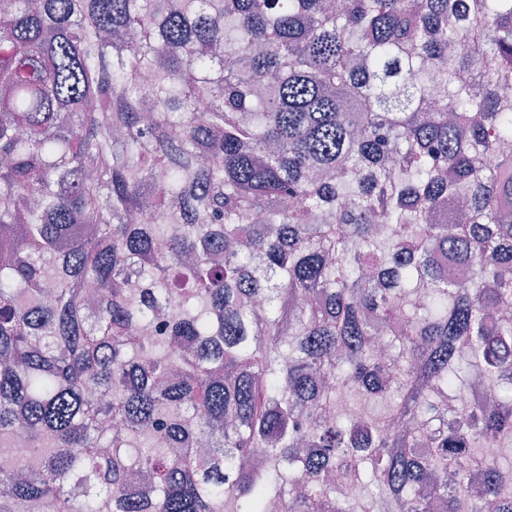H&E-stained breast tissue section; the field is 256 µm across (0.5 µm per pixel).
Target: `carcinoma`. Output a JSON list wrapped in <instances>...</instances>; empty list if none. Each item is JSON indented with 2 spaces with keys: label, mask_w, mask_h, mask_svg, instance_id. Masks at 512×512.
Masks as SVG:
<instances>
[{
  "label": "carcinoma",
  "mask_w": 512,
  "mask_h": 512,
  "mask_svg": "<svg viewBox=\"0 0 512 512\" xmlns=\"http://www.w3.org/2000/svg\"><path fill=\"white\" fill-rule=\"evenodd\" d=\"M508 87L512 0H0V512H512Z\"/></svg>",
  "instance_id": "carcinoma-1"
}]
</instances>
